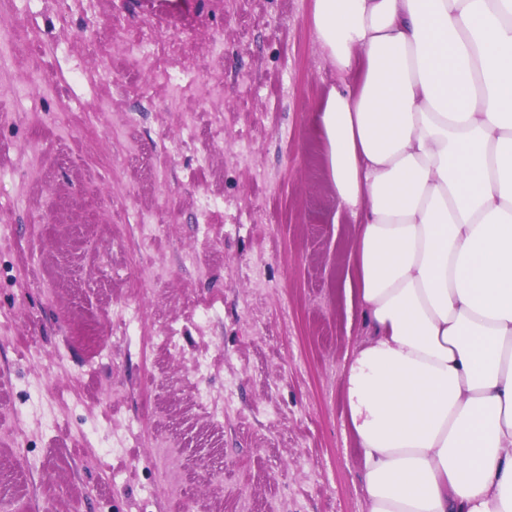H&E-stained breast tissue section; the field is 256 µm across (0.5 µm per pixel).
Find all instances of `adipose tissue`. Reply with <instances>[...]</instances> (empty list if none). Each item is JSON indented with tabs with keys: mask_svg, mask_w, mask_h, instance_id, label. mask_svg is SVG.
Instances as JSON below:
<instances>
[{
	"mask_svg": "<svg viewBox=\"0 0 512 512\" xmlns=\"http://www.w3.org/2000/svg\"><path fill=\"white\" fill-rule=\"evenodd\" d=\"M365 512H512V0H314Z\"/></svg>",
	"mask_w": 512,
	"mask_h": 512,
	"instance_id": "obj_1",
	"label": "adipose tissue"
}]
</instances>
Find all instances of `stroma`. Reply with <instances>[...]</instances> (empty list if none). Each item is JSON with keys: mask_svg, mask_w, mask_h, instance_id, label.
I'll return each mask as SVG.
<instances>
[{"mask_svg": "<svg viewBox=\"0 0 512 512\" xmlns=\"http://www.w3.org/2000/svg\"><path fill=\"white\" fill-rule=\"evenodd\" d=\"M223 2L0 4L37 35L0 59V512H364L354 225L315 124L341 80L313 0ZM173 38L174 86L133 67ZM134 300L181 358L122 343Z\"/></svg>", "mask_w": 512, "mask_h": 512, "instance_id": "stroma-1", "label": "stroma"}]
</instances>
